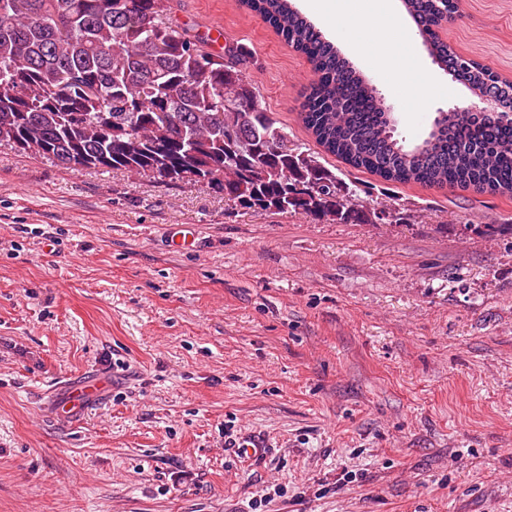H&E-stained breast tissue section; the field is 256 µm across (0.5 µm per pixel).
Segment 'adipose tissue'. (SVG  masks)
Segmentation results:
<instances>
[{"mask_svg":"<svg viewBox=\"0 0 512 512\" xmlns=\"http://www.w3.org/2000/svg\"><path fill=\"white\" fill-rule=\"evenodd\" d=\"M313 12L324 19L335 20L343 16L363 33L360 51L369 53L376 68L395 72L400 68L397 50L411 45L412 35L398 18L391 0H364V11L351 9L353 0H309Z\"/></svg>","mask_w":512,"mask_h":512,"instance_id":"1","label":"adipose tissue"}]
</instances>
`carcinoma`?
I'll list each match as a JSON object with an SVG mask.
<instances>
[{
	"mask_svg": "<svg viewBox=\"0 0 512 512\" xmlns=\"http://www.w3.org/2000/svg\"><path fill=\"white\" fill-rule=\"evenodd\" d=\"M303 54L318 80L300 119L324 150L386 182L512 193V81L458 55L438 30L458 0H403L443 70L493 112L440 113L406 146L377 89L292 0H241ZM165 0H0V145L73 171L191 176L248 209L343 224L368 214L353 190L259 107L240 50L214 55L163 23ZM164 142L171 162L152 144Z\"/></svg>",
	"mask_w": 512,
	"mask_h": 512,
	"instance_id": "1",
	"label": "carcinoma"
}]
</instances>
